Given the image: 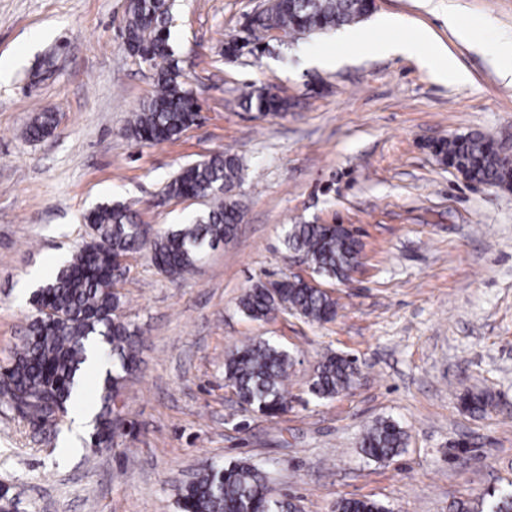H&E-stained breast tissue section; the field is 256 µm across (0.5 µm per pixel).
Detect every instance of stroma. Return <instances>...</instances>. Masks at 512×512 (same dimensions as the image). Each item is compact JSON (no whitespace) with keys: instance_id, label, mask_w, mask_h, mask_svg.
Returning <instances> with one entry per match:
<instances>
[{"instance_id":"obj_1","label":"stroma","mask_w":512,"mask_h":512,"mask_svg":"<svg viewBox=\"0 0 512 512\" xmlns=\"http://www.w3.org/2000/svg\"><path fill=\"white\" fill-rule=\"evenodd\" d=\"M127 0H0V369L34 312L18 287L31 269L56 272L84 239V216L121 202L157 231L207 205L166 192L186 164L217 152L242 165L246 205L228 244L184 278L129 256L116 288L136 324L139 369L122 391L111 447L59 442L71 416L38 427L0 394V490L14 512H181V486L209 464L246 461L270 472L275 497L300 512H335L372 498L391 512H459L512 488V192L474 187L433 153L435 140L482 133L512 144V80L494 57L512 40V0H376L363 21L270 42L260 57H224L266 0H176L171 45L200 105L178 139L128 138L131 112L154 93V70L123 47ZM473 39L457 38L454 23ZM428 30L458 75L444 81L414 57L368 46ZM341 56L334 68L315 59ZM288 98L282 115L245 110L250 94ZM54 113L39 141L25 131ZM351 224L361 264L322 281L339 303L312 323L280 311L254 321L239 299L257 280L307 273L286 251V228ZM271 339L294 357L288 408L244 405L224 379L225 355ZM334 352L358 378L316 400L314 368ZM470 394L484 410L463 407ZM393 419L407 433L385 461L364 432Z\"/></svg>"}]
</instances>
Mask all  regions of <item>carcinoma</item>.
I'll return each mask as SVG.
<instances>
[{
  "label": "carcinoma",
  "mask_w": 512,
  "mask_h": 512,
  "mask_svg": "<svg viewBox=\"0 0 512 512\" xmlns=\"http://www.w3.org/2000/svg\"><path fill=\"white\" fill-rule=\"evenodd\" d=\"M173 6L174 0H128L126 8L125 45L130 55L155 62V94L132 114L127 127L129 137L141 143L174 140L198 119L196 101L170 45ZM369 13V0H276L247 19L248 36L253 45L266 47L273 30L291 35L322 33L356 24ZM245 108L275 115L288 108V101L259 93L246 99ZM54 124V115L44 112L27 128L26 137L41 140ZM436 155L472 180L512 186V167L499 162L491 142L480 133L444 139ZM241 171L239 159L224 152L183 167L167 184V193L205 199L208 210L193 223L159 232L148 242L140 239L138 224L122 203L103 204L87 213L88 239L72 250L65 265L33 298L34 304L53 310L56 318L50 322L34 318L6 368L7 382L13 387L11 398L27 403L23 416L38 422L67 413L76 400L75 377L90 343L99 336L111 347L112 369L103 378L91 441L112 442L121 423L115 417V402L127 376L138 366L141 336L138 327L117 315L122 301L111 282L112 261L145 250L160 274L191 273L210 246L233 238L236 224L242 221L244 204L234 194ZM284 246L302 256L315 276L337 282L347 280L361 254V245L343 229L324 224L291 225ZM239 306L253 320H264L281 309L313 323L330 322L337 314V301L330 293L297 277L275 296L259 280L242 295ZM291 364L290 354L279 344L269 339L250 341L227 354L224 376L241 400L276 415L288 404L286 380ZM356 372V360L328 353L316 367L311 393L319 400L345 393L353 387ZM404 436L398 423L378 421L364 434L361 448L374 460H388L403 447ZM179 506L181 512L296 510L291 501L272 498L264 474L246 462L214 466L198 475L182 488ZM336 512L390 510L375 499L342 498L336 502ZM486 512H512V489L501 492Z\"/></svg>",
  "instance_id": "cac0c4a2"
}]
</instances>
